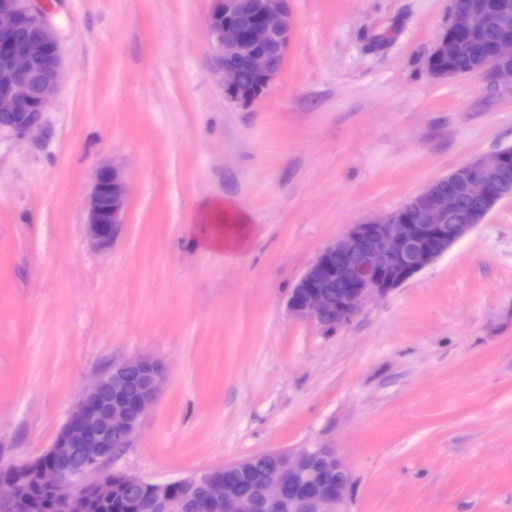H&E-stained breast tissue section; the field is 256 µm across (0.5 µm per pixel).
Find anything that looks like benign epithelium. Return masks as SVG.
Segmentation results:
<instances>
[{
    "label": "benign epithelium",
    "mask_w": 512,
    "mask_h": 512,
    "mask_svg": "<svg viewBox=\"0 0 512 512\" xmlns=\"http://www.w3.org/2000/svg\"><path fill=\"white\" fill-rule=\"evenodd\" d=\"M207 30L224 72L227 95L245 92L239 68L225 56L245 60L265 86L278 76L291 41L293 20L288 0H261L258 16L246 28L215 16L236 14L247 0H213ZM487 27H512V11L497 0L472 10L463 21L452 17V40L442 37L434 55H453L469 47V35ZM63 60L49 13L38 0H0V133L18 137L38 130L47 105L61 81ZM473 74L484 77L487 90L512 93V35L500 39L488 54H477L464 73L428 71L438 80ZM507 151L498 149L458 167L454 178L469 194L498 202L512 174L502 165ZM416 223L399 224L392 212L352 225L344 236L327 244L288 290V313L322 327L341 326L371 298H384L432 265L487 213L475 211L464 224H450L458 196L439 190L433 180L412 197ZM128 204L124 172L109 164L96 172L87 201L86 234L97 248L112 246ZM166 368L142 354L112 361L80 393L53 444L47 463L37 470L21 464L13 475L0 474V512H24L25 488L35 483L61 495L66 512H77L86 496L107 495L103 478L116 449L130 447L155 404ZM257 476L270 512H344L350 473L333 448H302L253 455L231 464ZM177 483L191 499L203 495L206 506L224 512H251L249 499L237 495L224 480L206 469Z\"/></svg>",
    "instance_id": "obj_1"
}]
</instances>
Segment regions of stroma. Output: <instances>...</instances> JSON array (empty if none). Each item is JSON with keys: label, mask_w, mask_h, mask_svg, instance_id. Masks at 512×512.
<instances>
[{"label": "stroma", "mask_w": 512, "mask_h": 512, "mask_svg": "<svg viewBox=\"0 0 512 512\" xmlns=\"http://www.w3.org/2000/svg\"><path fill=\"white\" fill-rule=\"evenodd\" d=\"M49 3L59 91L41 130L0 136V467L147 353L167 379L111 469L333 448L346 512H512V200L337 330L286 309L350 225L512 145V97L426 73L450 0H289L282 69L249 105L224 94L212 0ZM106 162L130 194L100 250ZM128 204V185L124 172L102 164L96 172L87 201L86 234L97 248L112 246Z\"/></svg>", "instance_id": "stroma-1"}]
</instances>
